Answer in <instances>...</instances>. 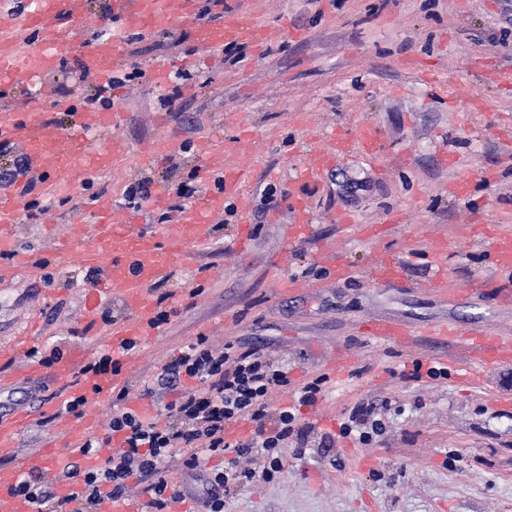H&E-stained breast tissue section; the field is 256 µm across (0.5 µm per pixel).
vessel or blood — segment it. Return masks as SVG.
Returning a JSON list of instances; mask_svg holds the SVG:
<instances>
[{
	"mask_svg": "<svg viewBox=\"0 0 512 512\" xmlns=\"http://www.w3.org/2000/svg\"><path fill=\"white\" fill-rule=\"evenodd\" d=\"M87 7L88 0H0V11L9 10L17 18L13 28L0 29V98L5 103L25 93L29 81L57 68L67 34L86 14ZM111 14L130 19L143 35L176 24L197 27L207 47L243 42L261 52L285 36L284 31L257 25L232 9L225 10L218 23H201L195 0H112ZM120 48L121 39L117 36L92 43L81 52L79 64L98 83H109L121 62ZM113 123V113L101 112L95 130H88L78 120L63 130L40 112L33 110L20 118L4 105L0 108V144L21 141L29 169L47 172L52 188L57 189L78 184L88 174L111 165L130 162L128 144L110 133ZM357 139L364 155L373 158L380 154V137L375 127L361 125ZM253 147L254 137L248 131L239 132L222 151L202 145V169L221 172L225 189H236L239 173L233 160L250 153ZM344 151L345 144L339 139L321 149L307 172L308 178L317 180ZM26 189L22 182L13 190L0 193V252L5 255L0 261L1 281L26 272L41 275L46 270L42 260L11 252L13 228ZM223 207V195H208L179 211L174 223L139 229L131 218L110 215L108 206L103 205L95 211L93 223L80 228L70 247L55 252L54 260L60 267L76 264L99 273L97 286L88 292L89 309H96L102 295L118 296L131 316L118 327L116 339L138 341L149 328L154 311L150 286L167 279L173 267L187 257L189 247L209 235V217ZM493 255L497 271L512 277V240L498 239ZM402 273L401 261L388 260L371 268L369 280L377 284L398 279ZM430 333L458 342L478 366L512 359V340L502 336L450 323L432 327ZM369 334L380 341H400L407 331L395 322L375 320L369 325ZM121 381L118 373L99 376L81 386L80 391L95 402L106 399ZM28 421L23 412L0 419V458L14 455L15 439ZM28 466L52 477L58 495L70 492L71 483L61 476L63 466L55 446L43 448Z\"/></svg>",
	"mask_w": 512,
	"mask_h": 512,
	"instance_id": "obj_1",
	"label": "vessel or blood"
}]
</instances>
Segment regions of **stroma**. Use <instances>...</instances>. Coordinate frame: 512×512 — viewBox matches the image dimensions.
I'll return each mask as SVG.
<instances>
[{
  "instance_id": "1",
  "label": "stroma",
  "mask_w": 512,
  "mask_h": 512,
  "mask_svg": "<svg viewBox=\"0 0 512 512\" xmlns=\"http://www.w3.org/2000/svg\"><path fill=\"white\" fill-rule=\"evenodd\" d=\"M109 3L90 0L59 68L32 88L62 125L71 119L58 115L57 101H76L84 121L101 109L78 80V54L92 33L113 36L104 21ZM224 5L292 34L261 54L247 43L202 49L190 26L167 38L126 36L125 64L142 76L116 88L111 132L143 163L95 173L91 191L70 188V204L57 194H33L40 211L20 220L15 250L46 254L74 238L78 226L90 223L94 198L127 210L126 189L144 175L161 181L167 205L177 204V185L200 168L197 145L251 131L256 148L239 161L250 210L229 222L214 213L209 241L193 247L169 280L151 286L171 316L121 359L128 405L154 415L176 400L180 389L157 386L156 379L197 336L218 349L228 341L258 348L287 363L294 389L319 376L325 382L317 404L298 411L300 425L311 429L307 446H288L274 482L231 491L224 512H512V362L483 365L474 376L454 343L419 333L379 342L365 330L368 321L390 319L417 331L448 322L512 336V304H501L485 286L495 275L496 236H512V157L500 137L512 124V82L492 77L496 68L512 71V0ZM158 65L169 72L160 87L151 78ZM177 71L183 80L174 79ZM464 94L475 103L472 111L455 108ZM362 122L381 131L378 157L360 154L354 136ZM339 133L349 140L346 154L317 184L304 185L319 144ZM168 136L192 141L193 150L146 159V149ZM460 179L470 194L452 192ZM269 182L286 196L260 217L254 208ZM299 191L308 199L312 233L294 241L290 197ZM437 241L448 256L443 285L429 275ZM390 257L403 261L404 278L370 285V269ZM337 265L347 275H335ZM90 276L78 267H51L43 278L0 286V417L17 405L31 415L16 458H1L0 468L18 467L50 444L66 453L68 436L85 419L93 421L90 435L106 432L111 402L89 405L81 417L65 412L58 401L66 377L11 384L33 360L1 352L34 321L32 345L42 355L78 348L89 360L111 349L112 331L128 313L110 298L88 316ZM283 277L294 288L281 289ZM417 361L443 369V376L406 378ZM147 386L153 396H142ZM363 403L376 406L385 426L367 444L339 434Z\"/></svg>"
}]
</instances>
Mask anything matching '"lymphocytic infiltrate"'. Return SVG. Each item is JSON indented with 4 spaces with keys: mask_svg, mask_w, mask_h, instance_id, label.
I'll return each mask as SVG.
<instances>
[{
    "mask_svg": "<svg viewBox=\"0 0 512 512\" xmlns=\"http://www.w3.org/2000/svg\"><path fill=\"white\" fill-rule=\"evenodd\" d=\"M161 380L184 387L164 416L146 417L127 407L114 411L106 437L84 440L83 463L66 465L69 478L82 489L78 500L57 496L31 475L19 477L8 495L24 499L36 512H96L102 497L124 499L135 479L150 494L149 512H171L180 492L169 483L165 464L175 449L184 448L188 454L182 464L188 471L200 468L201 455L223 457V470L204 476V512H224L227 492L272 482L284 467L289 441L305 442L306 431L298 426L292 407L271 405L274 392L288 390V366L261 350H244L231 342L217 350L200 336L165 366ZM242 421L251 423L250 434L227 439L229 428ZM115 434L122 437L121 448L103 455ZM255 455L262 458V466L247 465V458Z\"/></svg>",
    "mask_w": 512,
    "mask_h": 512,
    "instance_id": "lymphocytic-infiltrate-1",
    "label": "lymphocytic infiltrate"
}]
</instances>
